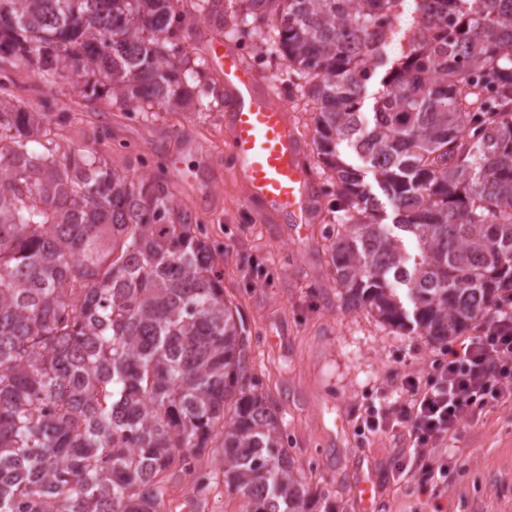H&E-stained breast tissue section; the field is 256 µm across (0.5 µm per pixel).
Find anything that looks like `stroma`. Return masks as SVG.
<instances>
[{
	"label": "stroma",
	"mask_w": 512,
	"mask_h": 512,
	"mask_svg": "<svg viewBox=\"0 0 512 512\" xmlns=\"http://www.w3.org/2000/svg\"><path fill=\"white\" fill-rule=\"evenodd\" d=\"M228 37V28L207 16L191 22L180 50L201 62L206 82L223 83L205 52ZM234 40L245 49L256 42L252 35ZM80 83L73 72L52 81L24 66L0 72V88L25 110L51 119L73 115L61 131L63 148L95 155L137 180L163 181L175 204L202 225L216 249L224 297L251 332L253 382L275 406L295 471L311 488L325 493L336 512H360L356 487L364 478L374 486L373 512H512V405L488 404L436 451L443 471L431 494L422 493L419 475L397 473L404 439L358 432L357 417L388 406L392 385L404 373L426 372L443 346L341 300L330 259L337 226L328 220L326 196H318L316 220L306 230L262 222L224 143L223 100L133 112L87 101ZM276 94L306 143L307 163L316 166L312 112L293 85ZM203 467L214 479L210 492L198 495L188 475L171 480L163 512H241V497L224 488L220 442Z\"/></svg>",
	"instance_id": "stroma-1"
}]
</instances>
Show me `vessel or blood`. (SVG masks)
I'll use <instances>...</instances> for the list:
<instances>
[{
    "label": "vessel or blood",
    "mask_w": 512,
    "mask_h": 512,
    "mask_svg": "<svg viewBox=\"0 0 512 512\" xmlns=\"http://www.w3.org/2000/svg\"><path fill=\"white\" fill-rule=\"evenodd\" d=\"M208 57L224 78L228 146L247 199L260 205L264 217L312 223L317 185L301 159L303 141L286 104L233 41L213 43Z\"/></svg>",
    "instance_id": "obj_1"
}]
</instances>
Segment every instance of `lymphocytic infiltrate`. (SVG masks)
I'll return each instance as SVG.
<instances>
[{
  "label": "lymphocytic infiltrate",
  "mask_w": 512,
  "mask_h": 512,
  "mask_svg": "<svg viewBox=\"0 0 512 512\" xmlns=\"http://www.w3.org/2000/svg\"><path fill=\"white\" fill-rule=\"evenodd\" d=\"M395 401L358 417L362 433L403 432L410 472L422 483L435 476L436 449L443 447L488 403L512 402V311L497 307L460 346L448 347L424 374L407 373L395 384Z\"/></svg>",
  "instance_id": "obj_1"
}]
</instances>
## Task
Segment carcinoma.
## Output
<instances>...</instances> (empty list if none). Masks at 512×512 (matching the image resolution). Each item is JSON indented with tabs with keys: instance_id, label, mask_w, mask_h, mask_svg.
<instances>
[{
	"instance_id": "obj_1",
	"label": "carcinoma",
	"mask_w": 512,
	"mask_h": 512,
	"mask_svg": "<svg viewBox=\"0 0 512 512\" xmlns=\"http://www.w3.org/2000/svg\"><path fill=\"white\" fill-rule=\"evenodd\" d=\"M174 2L0 0V70L70 68L84 96L126 109L200 103ZM405 2L196 7L243 34L277 18L272 46L304 80L336 187L338 294L446 342L512 289V0H413L399 29ZM50 134L0 97V512H161L165 482L218 435L242 512H335L251 384L250 331L199 224L165 185Z\"/></svg>"
}]
</instances>
